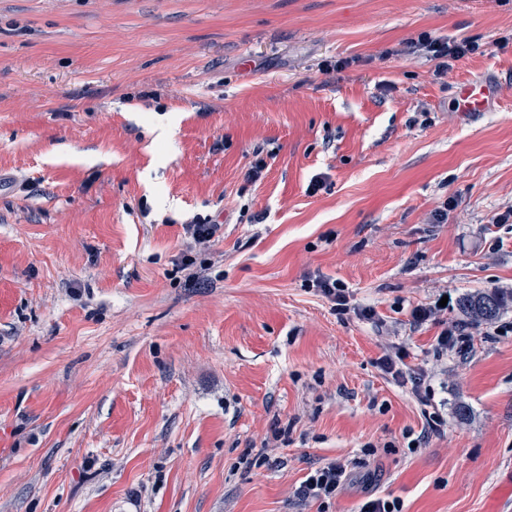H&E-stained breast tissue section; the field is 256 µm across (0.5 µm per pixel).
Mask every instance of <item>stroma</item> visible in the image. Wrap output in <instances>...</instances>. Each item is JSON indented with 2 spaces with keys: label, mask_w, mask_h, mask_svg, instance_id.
<instances>
[{
  "label": "stroma",
  "mask_w": 512,
  "mask_h": 512,
  "mask_svg": "<svg viewBox=\"0 0 512 512\" xmlns=\"http://www.w3.org/2000/svg\"><path fill=\"white\" fill-rule=\"evenodd\" d=\"M424 32L480 50L438 77ZM472 80L490 111H456ZM510 208L512 0H0V512H512V309L435 349L461 294L512 289ZM185 224V233L190 242L180 255V268L188 273L187 282L190 286H197L203 281L202 272L194 271L196 268L197 252L208 250L213 246L221 229V224L212 218V216L194 215L188 219ZM311 286L315 288L314 290L317 293L328 299L336 311L347 312L350 310L349 291L341 282L336 281V279H316L312 281ZM469 325L466 323H456L450 328L444 330L440 336H437V347L441 352L448 354L449 351H458L467 346L470 333ZM407 357V352L403 347H394V350L385 354L380 358V365L385 372L391 374V376L402 383L411 382L413 388L415 389L419 401L423 406H428L430 397L424 392L422 395L421 386L423 384V379L418 376L414 371L405 364L404 359ZM348 466L336 460L325 463L307 476L301 486V494L324 502L335 498L348 480Z\"/></svg>",
  "instance_id": "stroma-1"
}]
</instances>
